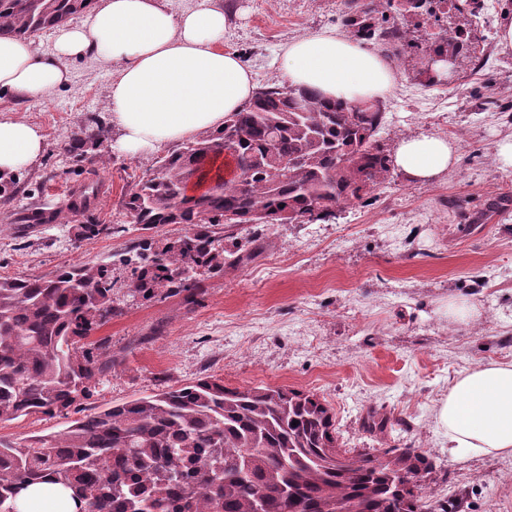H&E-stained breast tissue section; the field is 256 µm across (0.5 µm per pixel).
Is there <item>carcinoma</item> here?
I'll use <instances>...</instances> for the list:
<instances>
[{
	"instance_id": "1",
	"label": "carcinoma",
	"mask_w": 512,
	"mask_h": 512,
	"mask_svg": "<svg viewBox=\"0 0 512 512\" xmlns=\"http://www.w3.org/2000/svg\"><path fill=\"white\" fill-rule=\"evenodd\" d=\"M96 0H0V36L30 38L89 12ZM422 0H347L343 26L396 56L407 33L384 6L417 14ZM459 19L431 34L428 56L469 52L475 0H441ZM379 102L325 99L300 87L264 86L220 129L156 158L122 200L141 237L117 262L144 299L193 305L205 281L224 275V241L244 224H315L336 218L392 174L377 135ZM106 130L74 132L73 162L94 164ZM232 148L224 172V143ZM19 179L0 174L3 224L19 206ZM90 178L51 214L60 224L89 210ZM183 231L158 245L154 229ZM112 267L73 264L48 276L0 277V421L66 415L90 400L112 354L92 339L118 312ZM378 448H348L318 395L285 387H228L206 377L86 414L64 430L0 437V512L28 486L71 490L77 512H460L462 499L429 491L436 464L420 448H393L389 416L367 412Z\"/></svg>"
}]
</instances>
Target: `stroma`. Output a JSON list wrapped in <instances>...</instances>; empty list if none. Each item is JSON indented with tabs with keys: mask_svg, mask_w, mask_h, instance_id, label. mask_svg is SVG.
Returning a JSON list of instances; mask_svg holds the SVG:
<instances>
[{
	"mask_svg": "<svg viewBox=\"0 0 512 512\" xmlns=\"http://www.w3.org/2000/svg\"><path fill=\"white\" fill-rule=\"evenodd\" d=\"M472 25L474 51L495 48L485 67L463 57L448 81L428 83L415 51L392 58L393 91L379 133L387 150L433 133L456 140L457 165L429 184L394 173L368 199L316 224H246L236 240L261 244L257 256L209 278L195 306L178 298L143 299L113 272L117 316L96 331L119 363L101 377L86 410L108 407L205 376L231 387L288 386L323 397L351 448H371L360 419L368 409L392 416L398 447L423 449L437 471V497H463L464 512H512V458L450 461L435 412L448 385L482 361H512V170L494 148L512 138V46L500 27L512 0H484ZM226 51L250 67L256 86L279 83L278 53L289 40L341 28L344 0H224ZM70 83L44 103L0 99V118L42 127L41 164L21 171L38 181L60 163L72 131L91 119L108 128L96 168L98 198L66 224H0V276H45L75 263H108L136 238L121 207L147 167L118 151L108 111L116 68L70 62ZM104 225L89 240L73 225ZM461 295L482 309L478 322H449L441 306Z\"/></svg>",
	"mask_w": 512,
	"mask_h": 512,
	"instance_id": "stroma-1",
	"label": "stroma"
}]
</instances>
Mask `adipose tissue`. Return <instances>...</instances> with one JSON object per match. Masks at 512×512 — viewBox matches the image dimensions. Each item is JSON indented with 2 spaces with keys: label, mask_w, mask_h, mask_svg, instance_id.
<instances>
[{
  "label": "adipose tissue",
  "mask_w": 512,
  "mask_h": 512,
  "mask_svg": "<svg viewBox=\"0 0 512 512\" xmlns=\"http://www.w3.org/2000/svg\"><path fill=\"white\" fill-rule=\"evenodd\" d=\"M224 0L173 12L166 0H99L84 22L63 25L54 46L39 51L26 38L0 37V97L48 98L70 81L69 62L118 64L108 93L119 150L145 158L165 145L224 124L253 96L249 67L224 49ZM278 69L288 84L355 104L384 98L394 85L388 59L359 40L323 29L285 43ZM47 147L44 130L0 119V173L34 166ZM456 142L435 134L402 139L392 157L411 180L428 184L451 169ZM448 437V458L512 457V362L486 361L460 372L435 415ZM61 486L24 491L16 512H75Z\"/></svg>",
  "instance_id": "obj_1"
}]
</instances>
